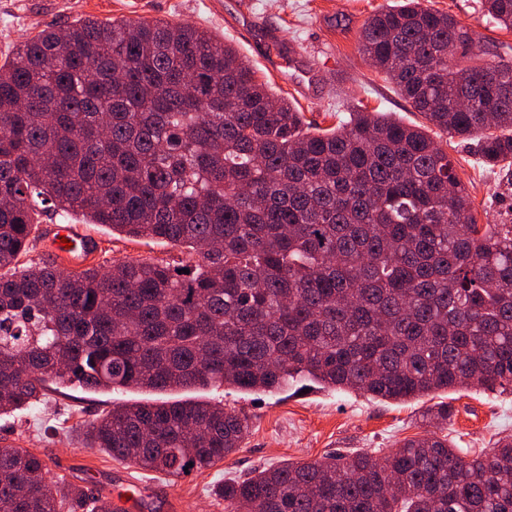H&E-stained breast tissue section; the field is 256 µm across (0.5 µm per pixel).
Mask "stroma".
<instances>
[{
  "label": "stroma",
  "mask_w": 512,
  "mask_h": 512,
  "mask_svg": "<svg viewBox=\"0 0 512 512\" xmlns=\"http://www.w3.org/2000/svg\"><path fill=\"white\" fill-rule=\"evenodd\" d=\"M0 0V64L25 39L76 19L160 18L208 29L234 46L307 120L336 125L356 105H365L412 125L424 119L392 85L376 73L359 50L360 29L375 10L395 0ZM481 0H427L430 8L452 14L475 35L476 52L512 50V31L489 24ZM456 172L471 193L482 224L512 221V177L485 164L474 142L446 143ZM95 246L86 260L58 258L60 267H107L115 261L158 260L187 264L186 248L151 238H133L70 216ZM170 393L122 390L92 393L79 388L48 389L33 411L0 417V442L28 449L44 459L51 475L65 477L114 497L127 481L138 484L145 512H229L215 495L224 480L243 479L283 461L310 462L328 455L383 456L405 440L432 431L449 443L478 454L512 435V392L481 388L438 391L405 402L381 401L355 392L329 390L251 395L231 388L187 389L179 398L223 403L247 415L249 430L239 448L214 466L171 478L84 447L82 429L112 405L170 400ZM446 404L448 423L428 422V411Z\"/></svg>",
  "instance_id": "stroma-1"
}]
</instances>
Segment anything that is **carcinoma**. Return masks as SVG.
Listing matches in <instances>:
<instances>
[{"label":"carcinoma","instance_id":"obj_1","mask_svg":"<svg viewBox=\"0 0 512 512\" xmlns=\"http://www.w3.org/2000/svg\"><path fill=\"white\" fill-rule=\"evenodd\" d=\"M425 0L372 14L359 50L430 126L512 166V58ZM512 29V0H482ZM82 215L195 254L189 273L124 261L67 278L18 268L35 215ZM406 401L512 390V224H480L427 127L349 112L335 128L259 81L215 34L162 19L47 28L0 65V415L51 386H292ZM219 403L116 406L87 447L182 477L240 447ZM0 446V512H117ZM217 494L236 512H512V436L467 456L448 437L285 462Z\"/></svg>","mask_w":512,"mask_h":512}]
</instances>
